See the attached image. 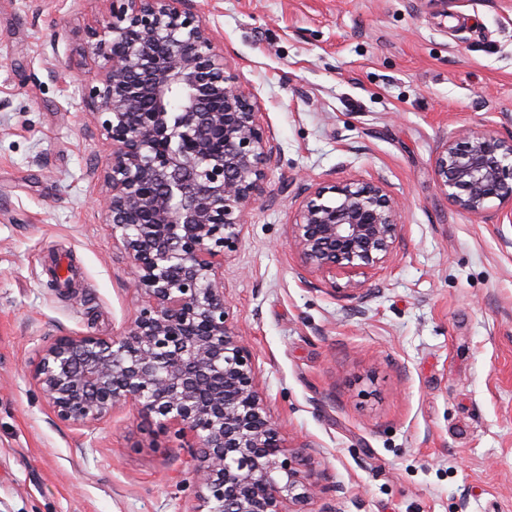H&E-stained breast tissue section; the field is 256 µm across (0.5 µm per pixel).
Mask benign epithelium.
<instances>
[{"label":"benign epithelium","instance_id":"benign-epithelium-1","mask_svg":"<svg viewBox=\"0 0 512 512\" xmlns=\"http://www.w3.org/2000/svg\"><path fill=\"white\" fill-rule=\"evenodd\" d=\"M85 32L104 60L84 97L110 141L99 205L133 268L138 314L117 336H56L31 375L60 423L95 429L134 405L190 449L195 512H301L322 488L267 413L250 347L227 306L224 265L269 195L277 148L253 95L190 0H107ZM437 187L480 215L512 218V141L464 129L435 155ZM399 199L377 182L314 183L288 225L309 273L376 268L393 249Z\"/></svg>","mask_w":512,"mask_h":512}]
</instances>
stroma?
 <instances>
[{"label":"stroma","instance_id":"1","mask_svg":"<svg viewBox=\"0 0 512 512\" xmlns=\"http://www.w3.org/2000/svg\"><path fill=\"white\" fill-rule=\"evenodd\" d=\"M277 155L224 266L308 512H512V222L463 213L433 159L460 129L512 141V0H194ZM106 0H0V512H195L189 456L135 407L57 424L29 374L59 335L116 336L133 270L97 206L107 134L83 96ZM405 199L389 259L304 273L312 183ZM360 282L369 295L351 298Z\"/></svg>","mask_w":512,"mask_h":512}]
</instances>
